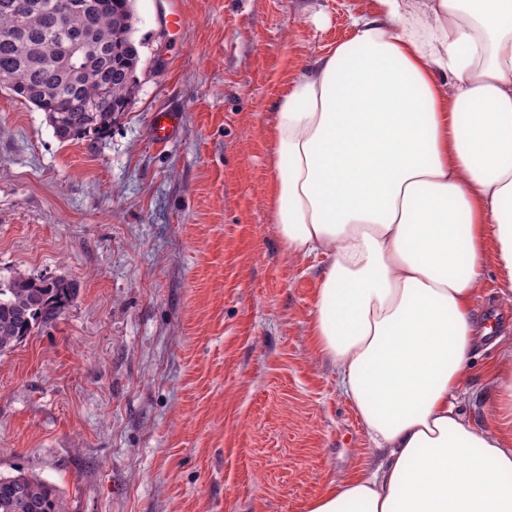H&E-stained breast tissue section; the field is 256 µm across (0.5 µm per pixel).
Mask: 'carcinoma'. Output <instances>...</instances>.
<instances>
[{
    "mask_svg": "<svg viewBox=\"0 0 512 512\" xmlns=\"http://www.w3.org/2000/svg\"><path fill=\"white\" fill-rule=\"evenodd\" d=\"M0 0V78L18 98L46 113L62 142L97 139L125 111L137 83L131 0H93L91 12L68 0ZM84 40L91 52L68 59L62 43ZM96 100L91 111L87 102ZM73 290L63 279L17 273L0 282V353L54 321ZM0 512H66L56 485L20 472L0 476Z\"/></svg>",
    "mask_w": 512,
    "mask_h": 512,
    "instance_id": "1",
    "label": "carcinoma"
}]
</instances>
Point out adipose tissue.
<instances>
[{"label": "adipose tissue", "mask_w": 512, "mask_h": 512, "mask_svg": "<svg viewBox=\"0 0 512 512\" xmlns=\"http://www.w3.org/2000/svg\"><path fill=\"white\" fill-rule=\"evenodd\" d=\"M377 2L278 105L272 217L325 259L310 340L389 451L301 512H512V356L495 430L462 410L488 263L512 293V0Z\"/></svg>", "instance_id": "adipose-tissue-1"}]
</instances>
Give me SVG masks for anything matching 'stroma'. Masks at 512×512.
I'll return each instance as SVG.
<instances>
[{
	"label": "stroma",
	"mask_w": 512,
	"mask_h": 512,
	"mask_svg": "<svg viewBox=\"0 0 512 512\" xmlns=\"http://www.w3.org/2000/svg\"><path fill=\"white\" fill-rule=\"evenodd\" d=\"M134 0L137 91L111 131L59 141L0 87V280L61 278L56 320L0 354V475L67 512H300L374 447L310 343L324 263L273 222L277 105L376 0ZM182 114L150 137L153 113ZM479 350L462 402L494 425Z\"/></svg>",
	"instance_id": "35a3bbf8"
}]
</instances>
